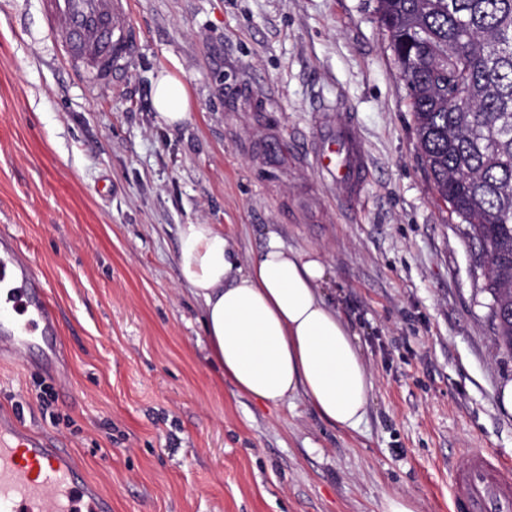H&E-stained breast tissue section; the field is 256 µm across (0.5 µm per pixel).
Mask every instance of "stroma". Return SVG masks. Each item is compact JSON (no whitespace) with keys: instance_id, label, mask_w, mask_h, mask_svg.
I'll return each mask as SVG.
<instances>
[{"instance_id":"obj_1","label":"stroma","mask_w":512,"mask_h":512,"mask_svg":"<svg viewBox=\"0 0 512 512\" xmlns=\"http://www.w3.org/2000/svg\"><path fill=\"white\" fill-rule=\"evenodd\" d=\"M131 21L127 77L94 92L56 58L39 0H0V231L62 346L51 379L32 350L0 361V411L72 451L112 512H380L398 491L448 512L469 450L512 465V352L422 158L377 0H132ZM163 69L191 96L175 128L150 104ZM325 116L360 139L359 202L315 168ZM183 224L216 225L244 257L271 232L325 252L374 381L357 430L224 379L180 281Z\"/></svg>"}]
</instances>
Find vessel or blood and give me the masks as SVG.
<instances>
[{
	"instance_id": "obj_1",
	"label": "vessel or blood",
	"mask_w": 512,
	"mask_h": 512,
	"mask_svg": "<svg viewBox=\"0 0 512 512\" xmlns=\"http://www.w3.org/2000/svg\"><path fill=\"white\" fill-rule=\"evenodd\" d=\"M44 24L59 61L70 74L103 90L128 70L140 40L130 21L132 0H40ZM314 163L348 203L359 199L369 166L351 123L322 122ZM0 289L20 304L22 318L0 316V353L20 348L39 335L40 367L58 369V324L29 257L0 236ZM449 512H512V466L473 450L465 465L453 467ZM0 512H112L110 498L84 479L68 449L49 437L0 415Z\"/></svg>"
}]
</instances>
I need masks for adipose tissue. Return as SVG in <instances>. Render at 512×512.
<instances>
[{"label":"adipose tissue","instance_id":"obj_1","mask_svg":"<svg viewBox=\"0 0 512 512\" xmlns=\"http://www.w3.org/2000/svg\"><path fill=\"white\" fill-rule=\"evenodd\" d=\"M151 106L170 127L191 117L186 85L166 70L153 81ZM179 235L181 282L202 304L210 356L225 379L269 406L304 396L328 423L357 429L373 382L323 290L322 252L292 249L271 232L244 259L215 225L183 224Z\"/></svg>","mask_w":512,"mask_h":512}]
</instances>
